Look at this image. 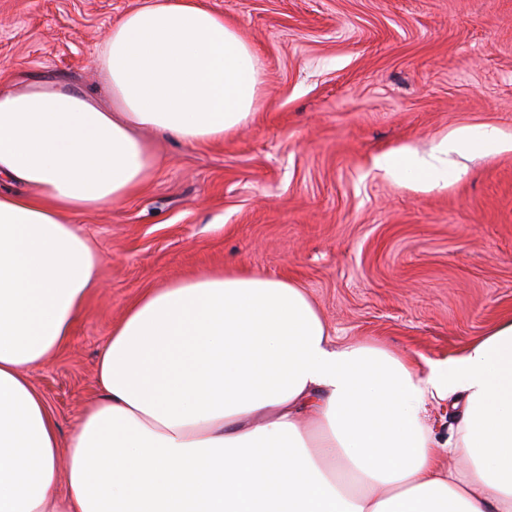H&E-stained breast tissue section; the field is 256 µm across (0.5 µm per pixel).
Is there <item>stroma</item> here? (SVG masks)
<instances>
[{"mask_svg":"<svg viewBox=\"0 0 512 512\" xmlns=\"http://www.w3.org/2000/svg\"><path fill=\"white\" fill-rule=\"evenodd\" d=\"M146 0H0V85L103 94L97 50ZM262 66L255 114L212 144L148 133L159 165L77 226L101 256L67 344L29 378L68 439L99 352L144 292L242 270L306 288L332 335L418 366L512 315V150L448 158L416 192L375 169L456 129L512 139V0H203Z\"/></svg>","mask_w":512,"mask_h":512,"instance_id":"35a3bbf8","label":"stroma"}]
</instances>
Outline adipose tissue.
Returning a JSON list of instances; mask_svg holds the SVG:
<instances>
[{
  "instance_id": "obj_1",
  "label": "adipose tissue",
  "mask_w": 512,
  "mask_h": 512,
  "mask_svg": "<svg viewBox=\"0 0 512 512\" xmlns=\"http://www.w3.org/2000/svg\"><path fill=\"white\" fill-rule=\"evenodd\" d=\"M98 63L102 98L50 80L0 90V512H512V317L422 369L336 343L304 288L257 274L146 292L99 353L100 399L60 440L26 372L67 343L97 283L74 217L150 180L143 130L221 141L260 84L252 47L202 0H147ZM509 149L497 127H464L374 165L426 192L444 156ZM435 400L457 411L444 439Z\"/></svg>"
}]
</instances>
